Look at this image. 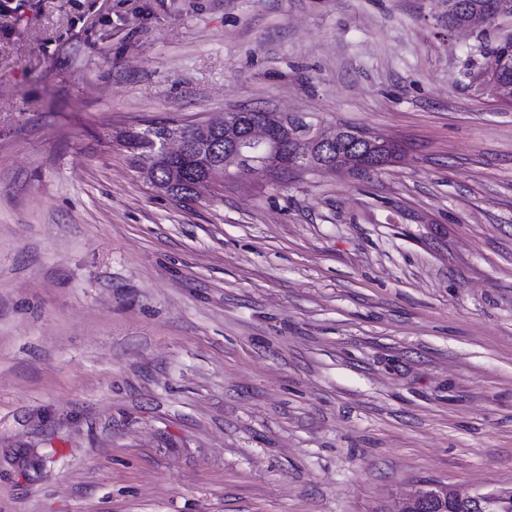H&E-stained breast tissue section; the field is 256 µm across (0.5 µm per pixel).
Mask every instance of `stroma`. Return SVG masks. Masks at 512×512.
Wrapping results in <instances>:
<instances>
[{
  "label": "stroma",
  "mask_w": 512,
  "mask_h": 512,
  "mask_svg": "<svg viewBox=\"0 0 512 512\" xmlns=\"http://www.w3.org/2000/svg\"><path fill=\"white\" fill-rule=\"evenodd\" d=\"M445 0H0V512L512 489V34ZM276 112L369 173L179 201L121 141ZM357 141L360 144H357V151L355 152V157L351 160L350 165H354L360 158H367L370 160L371 169H378L384 165H386L390 157L388 156L387 150L390 148V141L381 140L374 135H369L366 133H362L357 136ZM359 154H363L361 157Z\"/></svg>",
  "instance_id": "stroma-1"
}]
</instances>
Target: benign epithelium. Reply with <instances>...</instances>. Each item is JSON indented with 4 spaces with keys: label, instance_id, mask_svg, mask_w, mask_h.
I'll return each instance as SVG.
<instances>
[{
    "label": "benign epithelium",
    "instance_id": "1",
    "mask_svg": "<svg viewBox=\"0 0 512 512\" xmlns=\"http://www.w3.org/2000/svg\"><path fill=\"white\" fill-rule=\"evenodd\" d=\"M512 19V0L499 3L496 13L492 16L483 11H470L466 20L448 30L471 29L483 23L500 19ZM224 132V139L229 147L224 153V165L211 168L199 177L192 186L199 190L223 178L230 170L240 174L272 169V164H284L291 158L314 168H326L328 164L323 157L341 138L342 131L332 134H318L302 138L299 130L286 123H272L261 117L250 118L239 112L224 113V120L215 123H204L189 129L190 136L173 135L166 139L160 154L169 161L178 162L184 159L188 150V139H193L201 151H207L213 135ZM357 151L351 163L360 157L370 160V168L378 169L386 165L390 157L387 150L390 144L374 135L362 133L357 136ZM512 491L488 489L477 493H461L448 487L432 482H421L415 491L402 500L394 512H506Z\"/></svg>",
    "mask_w": 512,
    "mask_h": 512
}]
</instances>
